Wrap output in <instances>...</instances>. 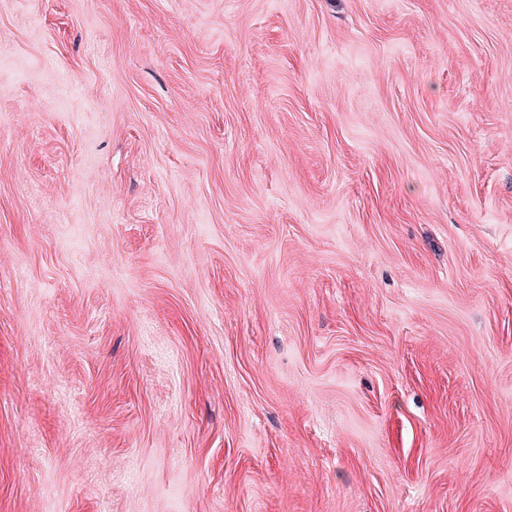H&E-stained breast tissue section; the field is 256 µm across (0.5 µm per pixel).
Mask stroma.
<instances>
[{"instance_id": "obj_1", "label": "stroma", "mask_w": 512, "mask_h": 512, "mask_svg": "<svg viewBox=\"0 0 512 512\" xmlns=\"http://www.w3.org/2000/svg\"><path fill=\"white\" fill-rule=\"evenodd\" d=\"M0 512H512V0H0Z\"/></svg>"}]
</instances>
